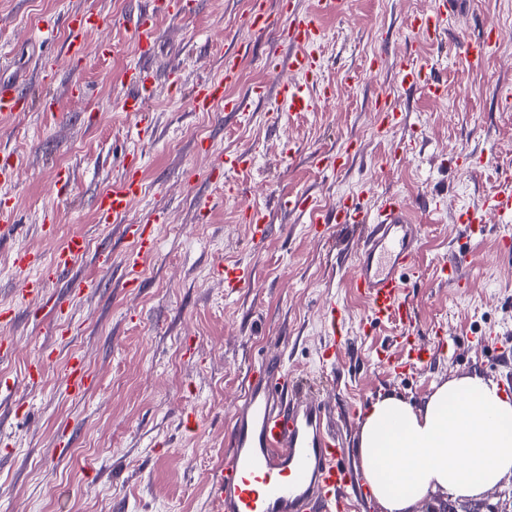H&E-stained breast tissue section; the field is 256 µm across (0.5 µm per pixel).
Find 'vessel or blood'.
<instances>
[{"mask_svg": "<svg viewBox=\"0 0 512 512\" xmlns=\"http://www.w3.org/2000/svg\"><path fill=\"white\" fill-rule=\"evenodd\" d=\"M454 6L415 19L413 27L427 40H435ZM94 14L73 16L68 26V50L83 52L82 33L100 25ZM248 24L256 35L282 29L295 51L291 57L293 72L308 74L317 62L308 52L320 35L314 19L298 12L273 11L266 0H256ZM499 32L486 26L481 36L462 44L464 59L472 68H481L487 47ZM402 83L421 88L431 97H439L442 87L435 82L425 64L404 58L399 67ZM234 58L224 60V70L199 83L193 93L198 111L216 107L235 112L237 100L225 94L235 82ZM129 92L123 100L127 111H141L149 92L151 77L145 72L124 74ZM280 92L293 112H305L312 106L302 88L281 82ZM33 104L30 94L16 80H0V117L27 111ZM141 185L135 174H127L123 183L101 195L96 201L99 221L123 225L138 252L155 247L154 229L148 224H130L126 217ZM315 223L360 224L364 227L362 244L354 263L351 286L365 297L371 315L381 322L394 317L413 323L414 309L408 290L418 276L416 268L417 232L406 202L395 196L383 197L375 212L364 211L353 202H345L331 215H316ZM86 250L83 237H71L54 260V271H63L82 258ZM345 450L330 432L324 404L310 397L297 396L295 382L281 359L263 360L248 379L243 403L236 407L224 450V463L209 480V493L221 512H347L348 493L360 485L358 475L346 466Z\"/></svg>", "mask_w": 512, "mask_h": 512, "instance_id": "b4317fda", "label": "vessel or blood"}]
</instances>
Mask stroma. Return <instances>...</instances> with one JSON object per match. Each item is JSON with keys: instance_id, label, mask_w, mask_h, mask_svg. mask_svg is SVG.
<instances>
[{"instance_id": "obj_1", "label": "stroma", "mask_w": 512, "mask_h": 512, "mask_svg": "<svg viewBox=\"0 0 512 512\" xmlns=\"http://www.w3.org/2000/svg\"><path fill=\"white\" fill-rule=\"evenodd\" d=\"M251 2L196 0L177 15L168 0H0V80L23 79L34 98L30 111L0 120V150L15 155L0 201L16 221L0 231V308L12 312L0 336L13 344L0 355V512H219L208 480L250 369L276 355L323 400L351 465L360 420L378 396L418 402L474 372L512 393V217L462 220L512 174V111L501 105L512 89V0H461L436 42L410 22L437 0H341L332 13L320 0H295L320 28L321 66L295 78L319 101L300 114L263 70L270 56L287 62L291 47L249 31ZM82 12L105 23L84 33L72 61L64 20ZM143 15L158 32L151 50L134 38ZM489 22L508 41L471 70L460 47ZM243 43L232 89L242 111H196L194 88ZM409 52L431 66L442 97L402 84L398 61ZM140 70L151 73L152 90L138 115L122 108L121 76ZM259 82L265 96L250 97ZM382 96L399 115L385 135L374 116ZM242 152L245 170L213 174L218 159ZM398 152L402 160L390 162ZM323 153L343 156L342 166L322 167ZM130 161L142 183L132 219L163 218L134 288L126 272L135 244L122 225L98 223L94 207ZM61 169L67 182L55 180ZM235 180L246 190L228 192ZM291 195L326 213L347 199L372 211L387 195L411 206L420 241L414 325L373 321L351 288L361 225L310 223L283 208ZM256 209L271 226L258 242L246 217ZM76 232L86 255L47 274ZM19 250L41 265L19 270ZM456 258L451 285L440 264ZM234 264L251 268L252 287L226 288L224 268ZM37 277L41 294L23 293ZM331 304L346 318L334 340ZM406 339L435 343L436 353L393 371L381 357ZM75 358L92 379L82 392L64 380ZM35 359L43 370L33 382Z\"/></svg>"}]
</instances>
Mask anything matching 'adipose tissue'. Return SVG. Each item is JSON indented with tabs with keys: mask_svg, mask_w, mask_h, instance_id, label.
Masks as SVG:
<instances>
[{
	"mask_svg": "<svg viewBox=\"0 0 512 512\" xmlns=\"http://www.w3.org/2000/svg\"><path fill=\"white\" fill-rule=\"evenodd\" d=\"M356 454L383 512H412L437 490L479 496L512 477V396L475 372L417 404L379 398L363 415Z\"/></svg>",
	"mask_w": 512,
	"mask_h": 512,
	"instance_id": "obj_1",
	"label": "adipose tissue"
}]
</instances>
